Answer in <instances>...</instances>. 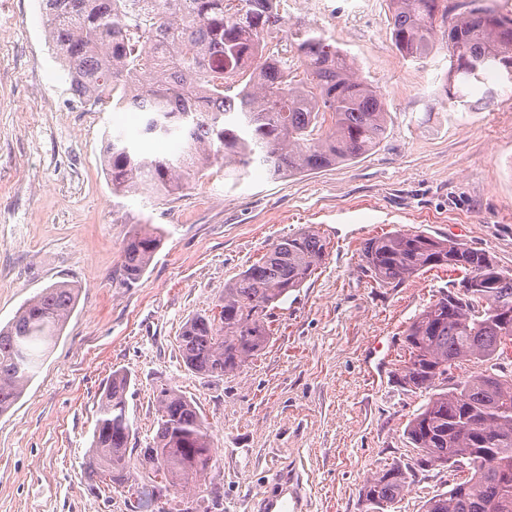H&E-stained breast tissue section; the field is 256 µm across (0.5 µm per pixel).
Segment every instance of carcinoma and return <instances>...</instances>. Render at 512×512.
<instances>
[{
    "label": "carcinoma",
    "mask_w": 512,
    "mask_h": 512,
    "mask_svg": "<svg viewBox=\"0 0 512 512\" xmlns=\"http://www.w3.org/2000/svg\"><path fill=\"white\" fill-rule=\"evenodd\" d=\"M48 39L85 105L110 104L145 114L143 133L171 135L177 156L143 155L121 138L105 146L112 192L148 198L171 196L215 164L244 175L254 163L274 175L316 171L353 162L384 139L387 123L380 92L361 78L354 59L328 44L316 28L288 35L300 66L288 53L254 52L283 24L280 0H153L154 16L130 28L118 0H42ZM391 35L405 59L428 57L444 0H390ZM448 97L465 102L490 73L512 84V17L476 5L448 22ZM161 241L159 229L138 224L122 248L121 276L137 282ZM327 243L304 230L285 236L224 285L214 307L189 318L178 336L182 362L205 377L237 372L270 342L275 310L325 260ZM365 271L381 285L401 284L432 268L463 273L460 284L491 294L470 306L461 288L440 293L405 330L409 358L400 382L426 395L405 431L417 451L412 463L377 471L360 490L369 512H384L408 491L417 472L472 460L448 492L429 498L423 512H512V376L502 375L512 331L499 310L512 308V271L485 252L451 239L400 231L374 237L362 250ZM77 288L54 283L27 300L0 328V414L9 411L36 376L50 345L75 308ZM473 360L474 377L448 379ZM130 376L115 370L98 406L85 461L88 490L131 491L130 512H144L170 488L206 482L210 434L196 401L166 384L156 388L157 429L146 448H133L126 394ZM496 449L487 461L478 449ZM136 460L147 483L129 485Z\"/></svg>",
    "instance_id": "carcinoma-1"
}]
</instances>
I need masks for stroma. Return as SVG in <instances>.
I'll list each match as a JSON object with an SVG mask.
<instances>
[{"mask_svg":"<svg viewBox=\"0 0 512 512\" xmlns=\"http://www.w3.org/2000/svg\"><path fill=\"white\" fill-rule=\"evenodd\" d=\"M286 24L324 31L355 56L383 93L387 131L354 162L291 177L219 167L165 199L116 195L109 138L145 153H177L140 133L139 113L92 110L70 90L52 51L40 0H0V327L53 283L78 298L62 335L18 403L0 415V512H128L127 494L87 489L85 460L102 389L131 377L128 418L138 447L154 433V391L167 384L200 406L212 439L216 512H260L287 477L303 487L299 512H367L364 483L406 464L404 432L424 393L399 383L405 329L461 272L435 268L400 286L362 270V249L388 232H421L491 254L512 270V85L488 75L469 105L449 100L446 36L417 62L391 38L389 0H288ZM163 231L137 283L120 280L133 227ZM322 236L321 268L278 309L267 347L234 375L203 378L183 365L184 323L288 234ZM395 341L371 381L365 355ZM447 469L417 476L388 512H423L448 490Z\"/></svg>","mask_w":512,"mask_h":512,"instance_id":"1","label":"stroma"}]
</instances>
